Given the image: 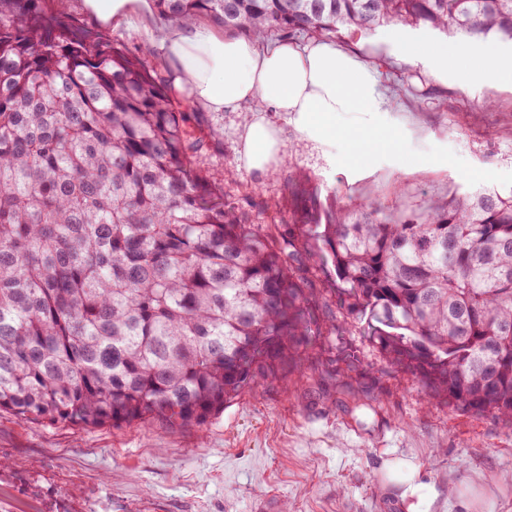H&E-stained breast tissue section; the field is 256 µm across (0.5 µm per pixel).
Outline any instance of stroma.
I'll list each match as a JSON object with an SVG mask.
<instances>
[{
	"label": "stroma",
	"instance_id": "stroma-1",
	"mask_svg": "<svg viewBox=\"0 0 512 512\" xmlns=\"http://www.w3.org/2000/svg\"><path fill=\"white\" fill-rule=\"evenodd\" d=\"M53 6L142 55L138 27L101 28L79 0ZM346 46L380 73L386 95L423 134L394 131L378 170L359 181L347 158L326 166L289 128L287 162L261 177L239 162V117L224 113L205 165L257 223L270 222L271 202L296 175L321 194L340 191L349 208L377 202L409 211L483 188L512 193L511 87L461 75L436 81L397 53L383 27ZM409 84L423 97L400 94ZM321 342L355 351L358 363L337 361L333 377L304 367L298 383L259 385L201 428L88 429L0 411V512H406L389 475L401 463L415 468L430 512H448L452 487L473 499L474 512H512V427L429 401L418 376L393 371L358 331ZM345 381L353 396L341 395Z\"/></svg>",
	"mask_w": 512,
	"mask_h": 512
}]
</instances>
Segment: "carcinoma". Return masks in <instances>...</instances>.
Masks as SVG:
<instances>
[{"mask_svg":"<svg viewBox=\"0 0 512 512\" xmlns=\"http://www.w3.org/2000/svg\"><path fill=\"white\" fill-rule=\"evenodd\" d=\"M268 36L398 21L512 40V0H154ZM168 80L52 10L0 0V411L205 425L349 328L428 398L512 425V194L350 210L290 177L256 224L201 166Z\"/></svg>","mask_w":512,"mask_h":512,"instance_id":"cac0c4a2","label":"carcinoma"}]
</instances>
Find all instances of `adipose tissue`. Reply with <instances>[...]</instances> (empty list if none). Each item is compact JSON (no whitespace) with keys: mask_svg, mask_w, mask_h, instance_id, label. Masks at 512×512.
<instances>
[{"mask_svg":"<svg viewBox=\"0 0 512 512\" xmlns=\"http://www.w3.org/2000/svg\"><path fill=\"white\" fill-rule=\"evenodd\" d=\"M83 8L107 26L139 24L174 89L199 111L241 113L237 154L258 175H272L283 165L288 126L328 165H335L336 149L344 147L357 180L370 173V156L390 144L396 123L375 71L327 39L302 44L228 34L201 20L159 23L153 0H83ZM391 40L403 57L438 79L464 69L512 84V67L500 51L471 37L448 43L398 25Z\"/></svg>","mask_w":512,"mask_h":512,"instance_id":"adipose-tissue-1","label":"adipose tissue"}]
</instances>
